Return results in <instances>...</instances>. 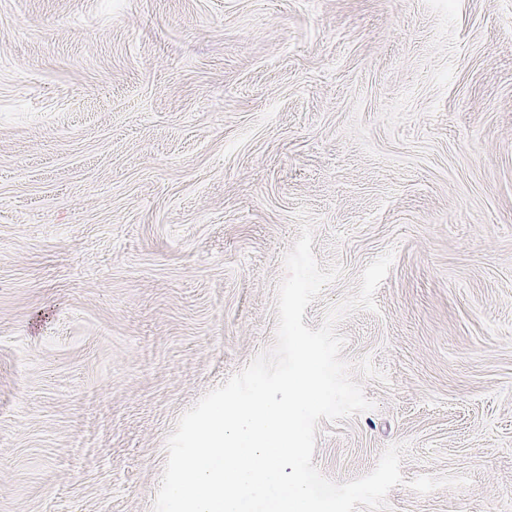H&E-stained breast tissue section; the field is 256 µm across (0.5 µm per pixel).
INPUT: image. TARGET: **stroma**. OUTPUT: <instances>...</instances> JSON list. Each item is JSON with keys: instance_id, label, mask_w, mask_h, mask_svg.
<instances>
[{"instance_id": "stroma-1", "label": "stroma", "mask_w": 512, "mask_h": 512, "mask_svg": "<svg viewBox=\"0 0 512 512\" xmlns=\"http://www.w3.org/2000/svg\"><path fill=\"white\" fill-rule=\"evenodd\" d=\"M302 206L342 267L308 327L394 255L314 465L403 442L391 512H512V0H0V512H152Z\"/></svg>"}]
</instances>
